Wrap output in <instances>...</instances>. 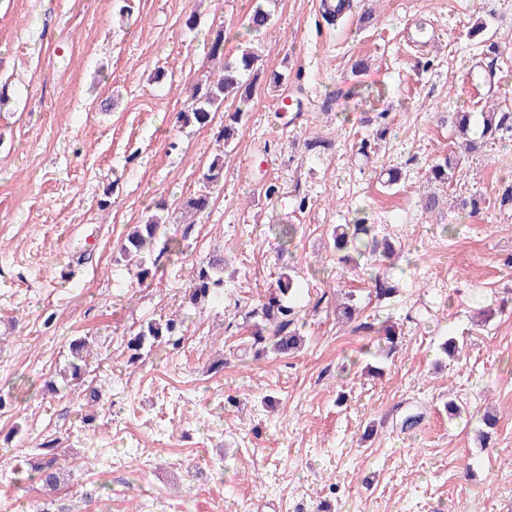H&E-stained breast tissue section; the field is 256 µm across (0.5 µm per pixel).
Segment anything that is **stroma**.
Here are the masks:
<instances>
[{"label":"stroma","mask_w":512,"mask_h":512,"mask_svg":"<svg viewBox=\"0 0 512 512\" xmlns=\"http://www.w3.org/2000/svg\"><path fill=\"white\" fill-rule=\"evenodd\" d=\"M353 2L330 25L317 0H276L258 38L255 0H0V512L48 498L70 512H512V137L471 131L456 179H427L457 148L448 113L512 109V0ZM219 29L226 55L260 45L230 151L237 98L207 126L176 121L219 72ZM477 62L493 63L494 88L472 84ZM289 93L301 110L276 111ZM379 112L387 133L366 158ZM218 155L224 178L182 253L137 281L121 239L157 201L180 227ZM360 220L390 258L340 261L333 229ZM277 224L296 226L290 245ZM216 250L224 294L198 311L189 269ZM284 264L307 341L257 359L245 315ZM377 273L391 299L372 293ZM341 290L363 329L338 319ZM176 314L180 345L128 365L130 334ZM387 326L403 349L379 361ZM80 336L97 354L93 408L45 388ZM451 336L454 360L440 350ZM411 412L421 421L403 430ZM487 412L498 422L482 441ZM52 440L74 464L50 493L17 472Z\"/></svg>","instance_id":"stroma-1"}]
</instances>
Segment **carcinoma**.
<instances>
[{
  "mask_svg": "<svg viewBox=\"0 0 512 512\" xmlns=\"http://www.w3.org/2000/svg\"><path fill=\"white\" fill-rule=\"evenodd\" d=\"M274 11L255 7L248 16L249 29L257 34L273 26ZM210 55L222 60L221 71L218 78L204 85L194 87L188 109L178 113V121L187 124L191 121L204 126L211 121V114L224 105L227 95H239L240 102L247 103L253 94V84L242 81V76L252 71L257 56L244 53L237 58L224 57V31L217 30L210 43ZM243 109L238 107L225 115L227 123L223 128L224 147L228 148L234 141L235 125L241 121ZM482 133L487 139H494L499 135L509 133L512 135V110L502 107H492L481 113ZM459 165L457 156H448L430 169V178L448 183L454 177ZM223 157H215L203 172V181L214 184L223 178ZM157 212L147 216L142 224L134 227L119 245L120 259L136 270L138 280L143 281L152 274L158 257L155 256L157 243L165 228L166 218L160 214L165 209L164 204L155 205ZM369 228L364 224L344 226L341 231L335 232L334 243L336 250H352L358 256L367 254L374 256L382 253L387 257L392 253V245L388 241L380 242L372 238L360 250L357 245L359 234H368ZM224 287V256L212 254L205 260L192 266L189 271L187 298L196 309H201L213 302ZM299 289V283L292 274L290 267L283 266L278 274L275 285L268 289L259 304L246 313V319L252 323L253 346L259 348L263 354H272L284 357L301 349L303 337L299 335L297 327L299 311L294 304V297ZM184 319L174 316L168 318L150 319L142 323L139 329L127 340L126 349L129 357L128 363L135 365L140 360V352L146 348L178 345L182 332ZM382 352L390 357L399 352L398 334L390 327L383 329ZM90 355L89 344L84 339H76L70 344V361L68 376L78 382L83 377L87 367V356ZM45 459L31 464V471L27 478L38 481L40 484L53 488L58 486L64 472L67 458L56 452V446L47 442L42 444Z\"/></svg>",
  "mask_w": 512,
  "mask_h": 512,
  "instance_id": "1",
  "label": "carcinoma"
}]
</instances>
